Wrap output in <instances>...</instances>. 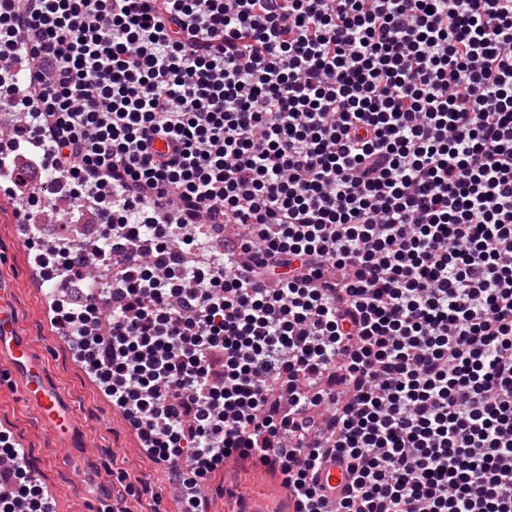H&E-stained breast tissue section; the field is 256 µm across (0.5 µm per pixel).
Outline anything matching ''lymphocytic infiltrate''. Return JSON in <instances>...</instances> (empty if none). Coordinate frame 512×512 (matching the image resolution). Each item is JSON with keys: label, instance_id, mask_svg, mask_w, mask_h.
<instances>
[{"label": "lymphocytic infiltrate", "instance_id": "lymphocytic-infiltrate-1", "mask_svg": "<svg viewBox=\"0 0 512 512\" xmlns=\"http://www.w3.org/2000/svg\"><path fill=\"white\" fill-rule=\"evenodd\" d=\"M51 322L205 512H512V0H0ZM168 145L155 152V141ZM0 512H54L0 434ZM226 470V471H225ZM202 496L208 512H248L251 501L259 499L269 512H286V489L279 472L255 459L240 460L233 467L224 465L202 483ZM321 485L332 502L336 501V493L348 484V475L344 467L336 465V461L328 463L319 473Z\"/></svg>", "mask_w": 512, "mask_h": 512}]
</instances>
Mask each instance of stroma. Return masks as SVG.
<instances>
[{
	"instance_id": "1",
	"label": "stroma",
	"mask_w": 512,
	"mask_h": 512,
	"mask_svg": "<svg viewBox=\"0 0 512 512\" xmlns=\"http://www.w3.org/2000/svg\"><path fill=\"white\" fill-rule=\"evenodd\" d=\"M14 208L13 201L0 194V273L12 284L0 298L15 310L51 386L69 399L76 436L64 461L48 463L45 451L56 447L54 434L25 408L2 368L0 428L22 442L30 471L54 495L55 512H109L120 500L132 512H181L167 475L139 449L135 431L47 322L44 293L32 283L33 257L16 234ZM201 493L209 512H247L256 499L266 512L288 509L279 472L254 459L217 468L203 482Z\"/></svg>"
}]
</instances>
